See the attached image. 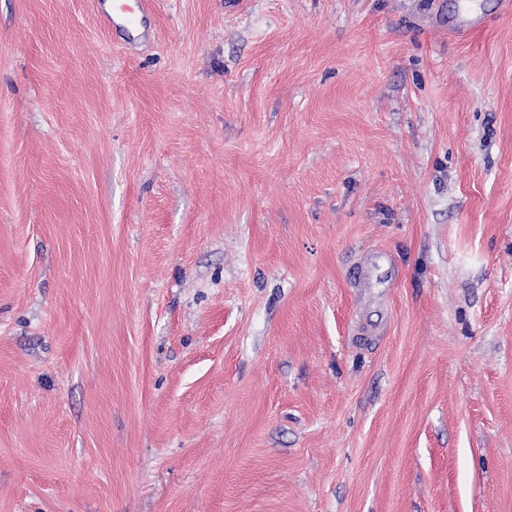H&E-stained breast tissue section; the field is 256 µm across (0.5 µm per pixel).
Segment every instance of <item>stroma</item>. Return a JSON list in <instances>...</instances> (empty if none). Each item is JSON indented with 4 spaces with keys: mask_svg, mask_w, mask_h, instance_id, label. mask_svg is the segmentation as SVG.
<instances>
[{
    "mask_svg": "<svg viewBox=\"0 0 512 512\" xmlns=\"http://www.w3.org/2000/svg\"><path fill=\"white\" fill-rule=\"evenodd\" d=\"M451 2L0 0V512H512V12ZM96 1V10L103 25L133 33L139 30L143 18L153 9L157 0H136L133 5L117 1L112 3V10L104 6L105 0Z\"/></svg>",
    "mask_w": 512,
    "mask_h": 512,
    "instance_id": "stroma-1",
    "label": "stroma"
}]
</instances>
